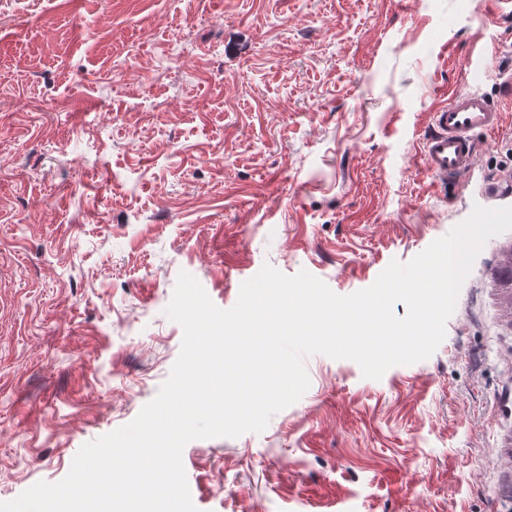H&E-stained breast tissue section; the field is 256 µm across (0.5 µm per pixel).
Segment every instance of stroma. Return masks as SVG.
Returning <instances> with one entry per match:
<instances>
[{
    "label": "stroma",
    "mask_w": 512,
    "mask_h": 512,
    "mask_svg": "<svg viewBox=\"0 0 512 512\" xmlns=\"http://www.w3.org/2000/svg\"><path fill=\"white\" fill-rule=\"evenodd\" d=\"M490 0H0V502L69 473L168 379L180 273L232 308L272 265L370 287L512 206V17ZM487 71L502 113L432 179L428 114ZM512 230L427 359L306 356L259 433L190 441L199 512H512Z\"/></svg>",
    "instance_id": "obj_1"
}]
</instances>
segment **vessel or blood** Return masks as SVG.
<instances>
[{
    "instance_id": "vessel-or-blood-1",
    "label": "vessel or blood",
    "mask_w": 512,
    "mask_h": 512,
    "mask_svg": "<svg viewBox=\"0 0 512 512\" xmlns=\"http://www.w3.org/2000/svg\"><path fill=\"white\" fill-rule=\"evenodd\" d=\"M501 114L485 94L470 88L455 91L429 114L423 155L428 172L438 179L467 173L477 154L478 134L495 131Z\"/></svg>"
}]
</instances>
